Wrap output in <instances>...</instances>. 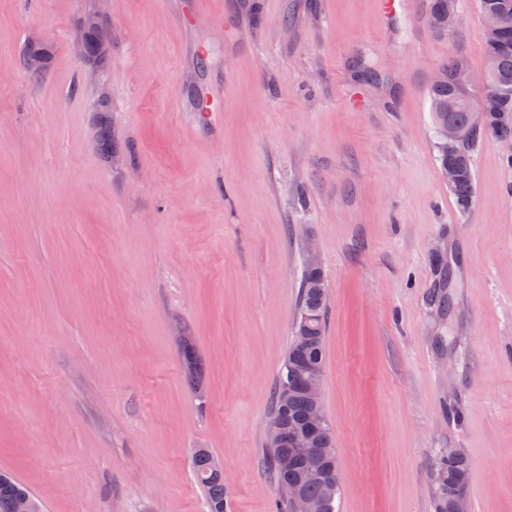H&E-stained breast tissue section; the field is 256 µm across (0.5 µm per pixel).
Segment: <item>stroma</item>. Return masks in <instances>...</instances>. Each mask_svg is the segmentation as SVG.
<instances>
[{"label": "stroma", "instance_id": "35a3bbf8", "mask_svg": "<svg viewBox=\"0 0 512 512\" xmlns=\"http://www.w3.org/2000/svg\"><path fill=\"white\" fill-rule=\"evenodd\" d=\"M183 3L109 0L86 84L70 46L97 0H0V471L45 512H206L205 448L230 512H276L266 428L311 239L339 512H435L447 448L471 512H512V169L484 139L460 212L426 96L458 50L481 85L478 0L444 34L429 0ZM49 57L47 45L40 40H33L24 58L25 67L33 77L38 78L44 73Z\"/></svg>", "mask_w": 512, "mask_h": 512}]
</instances>
